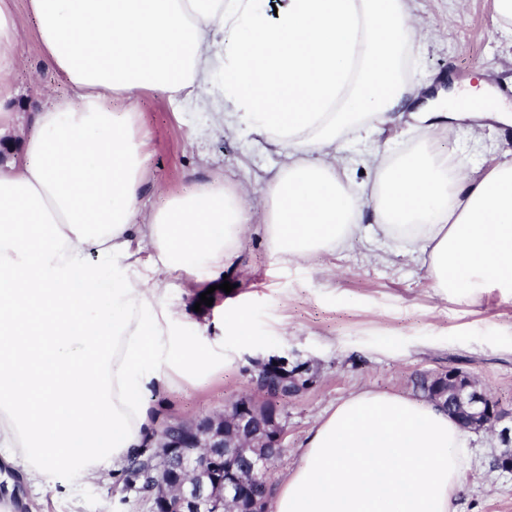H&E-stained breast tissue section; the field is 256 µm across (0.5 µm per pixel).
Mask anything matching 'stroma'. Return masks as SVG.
Returning a JSON list of instances; mask_svg holds the SVG:
<instances>
[{
  "mask_svg": "<svg viewBox=\"0 0 512 512\" xmlns=\"http://www.w3.org/2000/svg\"><path fill=\"white\" fill-rule=\"evenodd\" d=\"M9 5L19 32L10 49L19 89L11 107L18 117L0 147L16 155L30 113L71 90L44 59L29 0ZM414 14L424 34L413 62L423 85L432 90L452 82L463 89L484 80L512 107V33L501 30L493 0H414ZM139 127L149 155L143 191L153 200L219 176L257 208L267 178L282 162L259 136L224 133L212 127L208 113L182 111L150 94L142 99ZM441 146L469 167L484 169L512 148V126L458 128ZM260 222L253 217L226 270L231 293L198 310L192 293L204 289L211 272L200 265L191 278L174 281L173 294L185 312L183 335L195 338L196 325L208 324L224 366L206 378H180L147 392L159 425L222 414L241 397L263 402L251 383L259 365L283 360L291 368L302 366L310 385L279 403L286 434L268 474L274 485L296 466L318 421L363 390L419 400L420 378L453 368L512 410V297L488 286L467 298L439 296L421 260L380 236L283 263L271 255ZM470 446L472 464L453 501L455 512H512V472L490 466L501 448L498 430L473 433ZM129 475L126 468L106 470L87 480L64 472L50 488L0 458V501H7L10 512H153L151 499L130 485Z\"/></svg>",
  "mask_w": 512,
  "mask_h": 512,
  "instance_id": "obj_1",
  "label": "stroma"
}]
</instances>
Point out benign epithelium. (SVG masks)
<instances>
[{"label": "benign epithelium", "mask_w": 512, "mask_h": 512, "mask_svg": "<svg viewBox=\"0 0 512 512\" xmlns=\"http://www.w3.org/2000/svg\"><path fill=\"white\" fill-rule=\"evenodd\" d=\"M433 397L453 402L466 417L467 428L482 430L506 419L512 411L481 391L472 380L450 369ZM285 427L270 405L261 414L249 400H237L223 414L201 418L190 426L165 425L159 434L162 448L157 472L165 490L157 496L159 512H224L242 487L268 497L266 473L270 459L263 449L282 448ZM504 449L492 458V468L512 471V427L501 430Z\"/></svg>", "instance_id": "obj_1"}]
</instances>
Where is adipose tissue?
I'll return each mask as SVG.
<instances>
[{"label":"adipose tissue","mask_w":512,"mask_h":512,"mask_svg":"<svg viewBox=\"0 0 512 512\" xmlns=\"http://www.w3.org/2000/svg\"><path fill=\"white\" fill-rule=\"evenodd\" d=\"M413 0H30L43 53L76 93L43 107L0 162V448L54 486L120 469L155 442L151 389L203 373L207 327L181 334L171 280L237 257L250 205L214 178L143 196L137 97L155 92L262 137L285 164L261 221L291 262L371 232L426 267L439 295H512V158L466 168L436 137L512 125L496 99L427 97ZM17 29L0 0V129ZM401 128L354 185L349 141ZM469 433L432 401L365 390L323 417L274 486L275 512H453Z\"/></svg>","instance_id":"adipose-tissue-1"}]
</instances>
